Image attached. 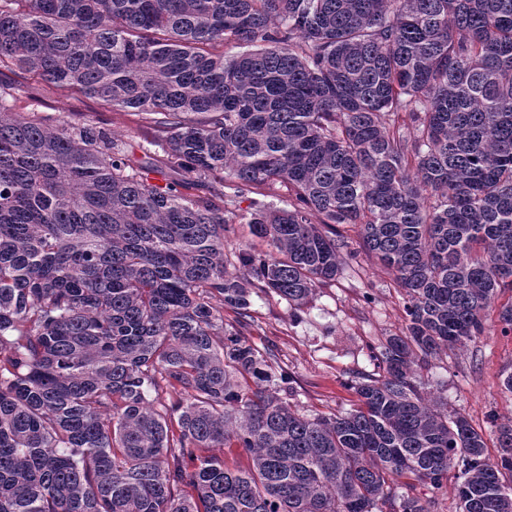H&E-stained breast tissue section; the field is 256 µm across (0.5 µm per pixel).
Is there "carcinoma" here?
<instances>
[{
  "mask_svg": "<svg viewBox=\"0 0 512 512\" xmlns=\"http://www.w3.org/2000/svg\"><path fill=\"white\" fill-rule=\"evenodd\" d=\"M2 68L164 156L0 83V512H431L451 468L460 512H512V420L492 462L420 374L512 290V0H0ZM226 181L287 195L243 216L267 249L226 250ZM343 224L405 325L311 418L224 310L305 305L358 258ZM1 80L4 84L20 86L28 91L16 96L13 103L15 112L36 109L51 117L53 124L58 120L72 118L102 126L127 141L138 160H145L147 156L162 155V152L151 144V131L140 115L105 109L96 100L78 93L48 87L31 74L25 76L3 71Z\"/></svg>",
  "mask_w": 512,
  "mask_h": 512,
  "instance_id": "carcinoma-1",
  "label": "carcinoma"
}]
</instances>
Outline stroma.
Returning a JSON list of instances; mask_svg holds the SVG:
<instances>
[{"label":"stroma","instance_id":"stroma-1","mask_svg":"<svg viewBox=\"0 0 512 512\" xmlns=\"http://www.w3.org/2000/svg\"><path fill=\"white\" fill-rule=\"evenodd\" d=\"M0 82L21 87L14 102L18 112L38 110L52 120L80 119L108 129L127 141L136 159L154 156L152 134L140 115L103 108L96 100L47 86L31 75L0 73ZM341 234L360 254L336 280L316 289L299 313L278 296L256 293L255 321L246 335L256 346L274 345L281 366L293 377V402L308 415L351 409L352 379L376 373L371 351L404 325L403 292L375 259L364 255L355 228ZM497 310H490L485 333L461 351L431 360L421 374L431 391L448 403L449 412L465 415L482 431L486 455L499 452L490 419H512V392L502 380L512 372V335L500 332Z\"/></svg>","mask_w":512,"mask_h":512}]
</instances>
